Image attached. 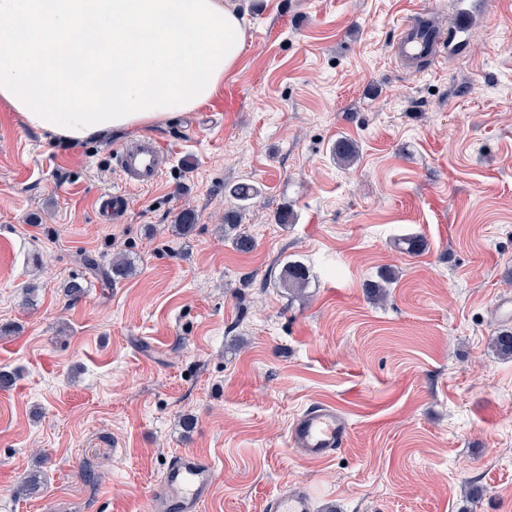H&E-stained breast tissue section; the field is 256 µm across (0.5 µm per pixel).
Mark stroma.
Instances as JSON below:
<instances>
[{
	"instance_id": "obj_1",
	"label": "stroma",
	"mask_w": 512,
	"mask_h": 512,
	"mask_svg": "<svg viewBox=\"0 0 512 512\" xmlns=\"http://www.w3.org/2000/svg\"><path fill=\"white\" fill-rule=\"evenodd\" d=\"M240 3L238 66L145 131L172 162L127 192L121 223L95 204L144 131L69 142L0 106V371L16 375L0 390V512H153L187 450L217 469L201 512H264L296 486L315 512H512V358L492 348L512 330L497 312L512 297V0ZM414 9L464 25V45L397 59ZM340 138L359 147L348 168ZM247 180L261 193L242 253L224 209ZM121 251L135 271L103 287ZM289 260L309 272L299 296L276 285ZM388 268V299L370 300ZM324 403L349 436L313 461L289 428ZM31 474L38 489L16 495Z\"/></svg>"
}]
</instances>
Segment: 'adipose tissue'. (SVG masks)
I'll use <instances>...</instances> for the list:
<instances>
[{"mask_svg": "<svg viewBox=\"0 0 512 512\" xmlns=\"http://www.w3.org/2000/svg\"><path fill=\"white\" fill-rule=\"evenodd\" d=\"M231 0H0V105L69 141L208 103L237 65Z\"/></svg>", "mask_w": 512, "mask_h": 512, "instance_id": "obj_1", "label": "adipose tissue"}]
</instances>
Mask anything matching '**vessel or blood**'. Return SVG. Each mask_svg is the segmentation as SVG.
<instances>
[{"label": "vessel or blood", "instance_id": "1", "mask_svg": "<svg viewBox=\"0 0 512 512\" xmlns=\"http://www.w3.org/2000/svg\"><path fill=\"white\" fill-rule=\"evenodd\" d=\"M418 24V13L403 17L394 44L398 57L421 53L423 42L415 35ZM170 162V152L149 136L117 150L114 166L122 178L123 187L99 202L102 222L114 224L121 220L128 191L155 187ZM289 437L293 449L301 456L326 461L345 447L348 428L335 406L318 404L295 419ZM216 478L215 464L208 456L193 451L178 453L164 468L155 491L160 512H200ZM265 508L267 512H313V495L305 487L290 492L283 490L270 497Z\"/></svg>", "mask_w": 512, "mask_h": 512}]
</instances>
